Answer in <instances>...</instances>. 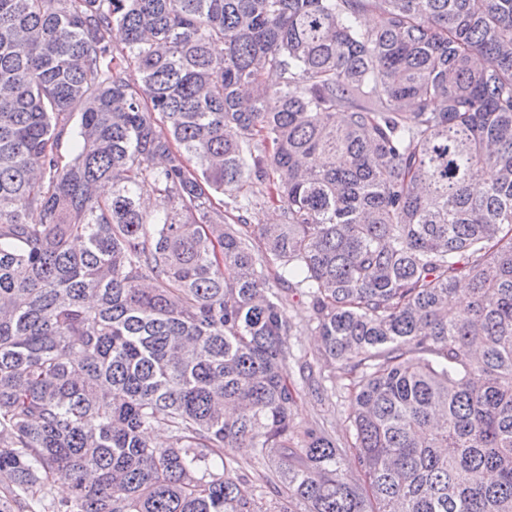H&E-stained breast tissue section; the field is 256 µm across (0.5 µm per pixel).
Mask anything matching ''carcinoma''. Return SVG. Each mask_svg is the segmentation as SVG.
<instances>
[{
    "instance_id": "1",
    "label": "carcinoma",
    "mask_w": 512,
    "mask_h": 512,
    "mask_svg": "<svg viewBox=\"0 0 512 512\" xmlns=\"http://www.w3.org/2000/svg\"><path fill=\"white\" fill-rule=\"evenodd\" d=\"M0 512H512V0H0ZM287 313L294 324L292 335L288 336L293 356L288 359L287 365L288 382L298 391L293 407L294 420L300 426L319 422L338 442L351 443L353 428L348 415L351 377L345 375L337 364L335 369L334 365L328 366L320 360V340L313 326L308 324V300L299 291L288 293ZM305 363L311 366L314 378L328 388V399L312 391V386L304 377L308 369H304L303 374ZM224 459L230 461L232 466L236 467L237 463L242 467L239 474H246L252 477L253 469L264 470L266 465L263 460H259L256 456L254 448H232L223 449Z\"/></svg>"
}]
</instances>
